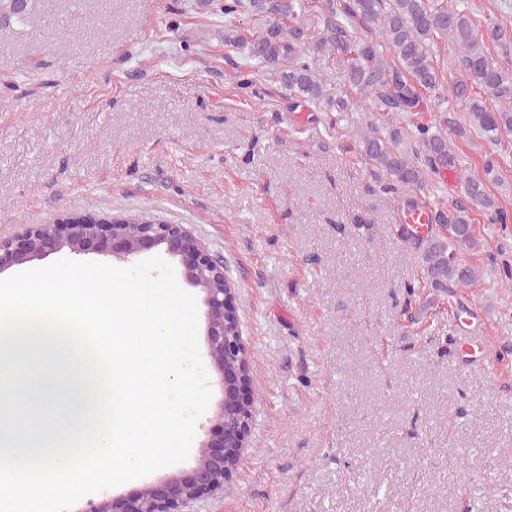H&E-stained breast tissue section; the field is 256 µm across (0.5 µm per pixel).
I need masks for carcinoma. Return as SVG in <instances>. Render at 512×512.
<instances>
[{
  "label": "carcinoma",
  "mask_w": 512,
  "mask_h": 512,
  "mask_svg": "<svg viewBox=\"0 0 512 512\" xmlns=\"http://www.w3.org/2000/svg\"><path fill=\"white\" fill-rule=\"evenodd\" d=\"M39 0H0V28L29 26L43 18ZM254 14L259 31L246 42L249 56L271 68L293 97L330 111L349 112L356 101L334 94L317 73L320 59L335 65L345 82L370 95L391 123L365 122L355 130L360 151L384 182L402 194L421 188L426 177L457 168L455 144L433 126L399 115L420 111V94L448 86V96L464 104L461 121L448 120L456 135L477 134L494 144L512 134V67L494 60L486 41L512 37V15L479 30L470 12L445 0H224V14ZM323 17L311 37L309 22ZM451 42L458 76L445 83L432 47ZM466 201L429 211L428 231L417 240L422 286L448 298L477 283L482 274L464 249L476 248L473 214L508 224L506 211L490 197L485 180L460 174Z\"/></svg>",
  "instance_id": "obj_1"
}]
</instances>
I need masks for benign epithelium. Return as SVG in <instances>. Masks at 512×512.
<instances>
[{
	"instance_id": "7a95c632",
	"label": "benign epithelium",
	"mask_w": 512,
	"mask_h": 512,
	"mask_svg": "<svg viewBox=\"0 0 512 512\" xmlns=\"http://www.w3.org/2000/svg\"><path fill=\"white\" fill-rule=\"evenodd\" d=\"M67 248L74 254L112 257L133 262L162 250L179 260L183 281L202 295L204 336L213 385L217 387L214 418L220 434L199 444L195 465L187 472H171L145 484L132 494H103L87 501L77 512H182L184 505L224 488V481L239 464H232L233 450L244 454L252 423L250 373L229 370L225 360H247L248 350L238 331L228 329L238 320L233 289L224 287V264L181 224L146 220L131 229L123 221L99 222L63 216L50 224H36L17 238H0V272Z\"/></svg>"
}]
</instances>
